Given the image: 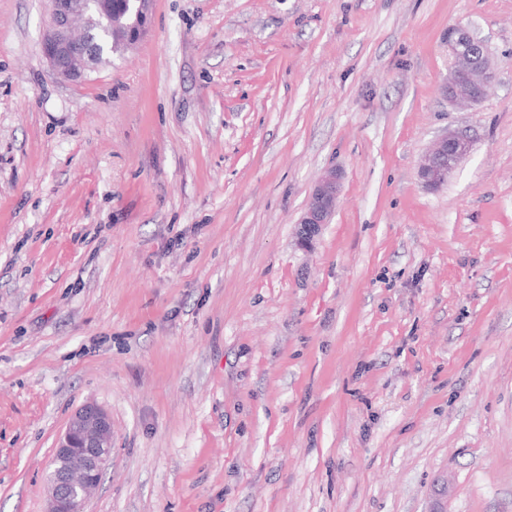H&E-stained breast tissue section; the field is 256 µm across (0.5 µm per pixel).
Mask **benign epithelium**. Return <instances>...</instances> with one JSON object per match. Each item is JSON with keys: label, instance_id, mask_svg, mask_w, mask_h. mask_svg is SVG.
Wrapping results in <instances>:
<instances>
[{"label": "benign epithelium", "instance_id": "1", "mask_svg": "<svg viewBox=\"0 0 512 512\" xmlns=\"http://www.w3.org/2000/svg\"><path fill=\"white\" fill-rule=\"evenodd\" d=\"M129 45L149 32L152 0H135ZM93 0H50L49 17L41 42L42 56L52 74L63 81L81 83L99 65L95 33L112 26V18L95 15ZM448 50L453 58L442 88L448 104L482 100L494 80L485 42L467 27H448ZM472 149L464 132L449 131L439 137L421 159L418 177L428 188L439 187ZM340 174L329 171L313 187L298 221L300 240L309 245L329 223L339 196ZM112 461V422L99 405L88 402L71 416L53 450V469L48 474L47 512H85L83 507L99 486L98 476Z\"/></svg>", "mask_w": 512, "mask_h": 512}]
</instances>
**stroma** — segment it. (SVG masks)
Returning a JSON list of instances; mask_svg holds the SVG:
<instances>
[{
  "label": "stroma",
  "instance_id": "1",
  "mask_svg": "<svg viewBox=\"0 0 512 512\" xmlns=\"http://www.w3.org/2000/svg\"><path fill=\"white\" fill-rule=\"evenodd\" d=\"M47 19L0 0V512H46L88 402L87 512H427L443 475L448 512H512V0H154L81 83ZM452 24L488 42L473 107ZM137 3L134 17L130 22L129 46L142 41L149 32L152 0H134ZM481 46L480 52L471 45ZM448 50L453 58L448 80L442 88L449 105L463 101L476 104L487 94L494 80L489 52L485 42L467 27H448ZM472 149V141L464 132L449 131L439 137L421 159L418 177L428 188L439 187ZM340 179V174L332 170L324 174L313 187L308 203L298 221L300 240L303 245H309L320 233L322 226L329 223L336 209ZM112 461V422L99 405L88 402L71 416L53 450L48 474L47 512H85L86 503L99 486L98 476Z\"/></svg>",
  "mask_w": 512,
  "mask_h": 512
}]
</instances>
